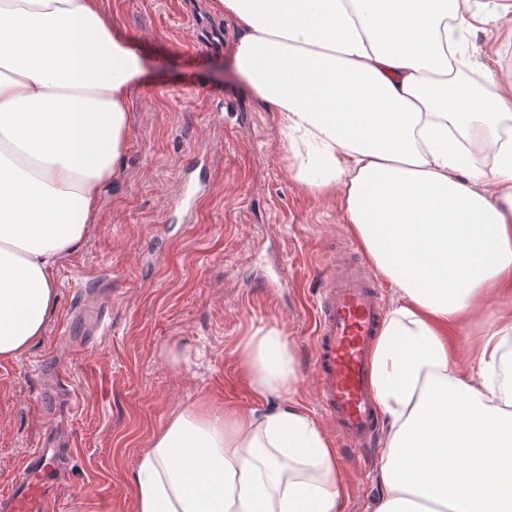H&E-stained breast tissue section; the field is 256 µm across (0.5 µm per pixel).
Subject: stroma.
<instances>
[{
	"mask_svg": "<svg viewBox=\"0 0 512 512\" xmlns=\"http://www.w3.org/2000/svg\"><path fill=\"white\" fill-rule=\"evenodd\" d=\"M101 7L144 61L127 152L95 224L54 271L58 303L43 338L0 360V488L27 450L61 434L73 453L54 512H132L152 433L197 398L269 407L236 351L257 329L288 338L300 378L292 401L319 415L311 357L323 263L354 242L340 197L294 180L278 113L234 66L232 18L212 0ZM184 180L208 184L186 211L173 205ZM280 266L288 286L274 293L266 281ZM101 280L112 288L110 332L92 341L71 318ZM336 461L347 478L342 512H371L377 466Z\"/></svg>",
	"mask_w": 512,
	"mask_h": 512,
	"instance_id": "stroma-1",
	"label": "stroma"
}]
</instances>
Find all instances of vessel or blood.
Masks as SVG:
<instances>
[{"label": "vessel or blood", "mask_w": 512, "mask_h": 512, "mask_svg": "<svg viewBox=\"0 0 512 512\" xmlns=\"http://www.w3.org/2000/svg\"><path fill=\"white\" fill-rule=\"evenodd\" d=\"M108 292L99 288L76 314L88 336L105 335ZM383 322V303L372 270L342 253L324 270L315 317L313 373L319 404L335 424L345 454L356 456L373 438L378 408L370 389V353ZM71 455L67 448H36L22 459L0 512H49L51 489Z\"/></svg>", "instance_id": "1"}]
</instances>
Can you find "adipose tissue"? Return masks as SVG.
Segmentation results:
<instances>
[{
  "mask_svg": "<svg viewBox=\"0 0 512 512\" xmlns=\"http://www.w3.org/2000/svg\"><path fill=\"white\" fill-rule=\"evenodd\" d=\"M235 64L279 113L304 190L344 222L398 301L371 353L388 420L372 512H512V307L461 364L448 331L512 288V74L474 38L512 0H213ZM143 65L100 0H0V359L44 334L52 271L127 151ZM253 392L292 396L276 327L237 347ZM133 512H340L345 479L302 407L195 400L149 439Z\"/></svg>",
  "mask_w": 512,
  "mask_h": 512,
  "instance_id": "ef3b65f1",
  "label": "adipose tissue"
}]
</instances>
